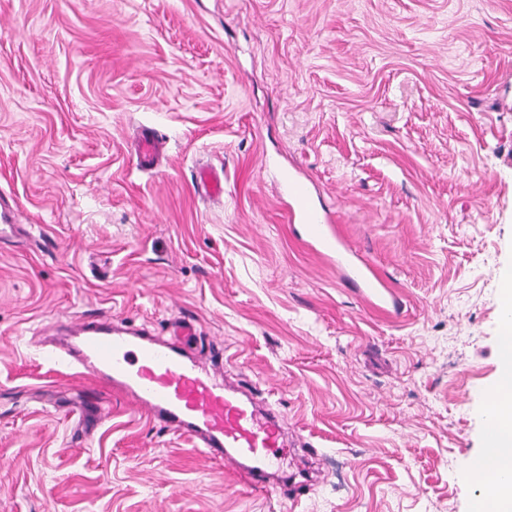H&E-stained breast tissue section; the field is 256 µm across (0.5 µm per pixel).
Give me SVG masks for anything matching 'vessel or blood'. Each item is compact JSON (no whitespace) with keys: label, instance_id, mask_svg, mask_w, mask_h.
I'll list each match as a JSON object with an SVG mask.
<instances>
[{"label":"vessel or blood","instance_id":"obj_1","mask_svg":"<svg viewBox=\"0 0 512 512\" xmlns=\"http://www.w3.org/2000/svg\"><path fill=\"white\" fill-rule=\"evenodd\" d=\"M288 194L293 216L304 222L324 255L351 254L338 229L312 210L305 185L289 181ZM54 330L66 339L67 362L187 435L194 447L223 461L246 484L267 486L269 469L284 445L281 420L214 382L209 367L192 355L193 324L176 326L168 338L109 320L77 319L55 325Z\"/></svg>","mask_w":512,"mask_h":512}]
</instances>
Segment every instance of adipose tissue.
I'll return each instance as SVG.
<instances>
[{"label": "adipose tissue", "instance_id": "1", "mask_svg": "<svg viewBox=\"0 0 512 512\" xmlns=\"http://www.w3.org/2000/svg\"><path fill=\"white\" fill-rule=\"evenodd\" d=\"M500 332L508 337L499 348L502 368L494 386L486 391L499 424L487 450L474 463L484 487L479 512H512V321L502 324Z\"/></svg>", "mask_w": 512, "mask_h": 512}]
</instances>
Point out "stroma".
<instances>
[{"instance_id":"35a3bbf8","label":"stroma","mask_w":512,"mask_h":512,"mask_svg":"<svg viewBox=\"0 0 512 512\" xmlns=\"http://www.w3.org/2000/svg\"><path fill=\"white\" fill-rule=\"evenodd\" d=\"M287 174L397 306L318 253ZM0 198L34 234L0 242V512H474L512 0H0ZM105 317L194 323L218 381L282 416L281 483L49 358L53 320Z\"/></svg>"}]
</instances>
